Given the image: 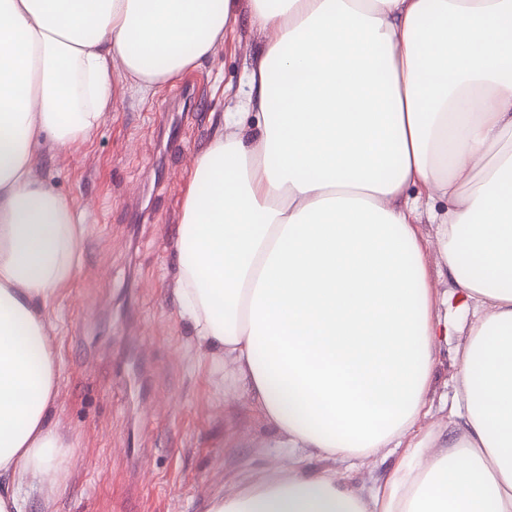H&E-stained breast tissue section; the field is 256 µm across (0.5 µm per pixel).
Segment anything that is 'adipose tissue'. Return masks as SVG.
Wrapping results in <instances>:
<instances>
[{
    "instance_id": "1",
    "label": "adipose tissue",
    "mask_w": 512,
    "mask_h": 512,
    "mask_svg": "<svg viewBox=\"0 0 512 512\" xmlns=\"http://www.w3.org/2000/svg\"><path fill=\"white\" fill-rule=\"evenodd\" d=\"M244 7L266 34L254 122L227 113L194 159L175 293L291 456L203 512H512V0H0V512H26L73 446L43 310L84 224L40 160L89 139L118 93L215 54ZM423 209L476 305L455 421L425 443L450 324ZM393 448L369 493L305 464Z\"/></svg>"
}]
</instances>
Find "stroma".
<instances>
[{
  "label": "stroma",
  "instance_id": "obj_1",
  "mask_svg": "<svg viewBox=\"0 0 512 512\" xmlns=\"http://www.w3.org/2000/svg\"><path fill=\"white\" fill-rule=\"evenodd\" d=\"M263 38L247 14L224 46L191 74L206 86L175 137L159 134L179 82L142 98L119 94L92 139L46 156L42 176L85 216L77 276L45 310L60 347L54 418L75 444L58 487L33 491L27 512H199L202 500L237 479L243 465L273 467L288 455L245 397L215 387L211 358L180 320L177 228L195 155L224 113L235 112ZM441 345L427 394L432 413L417 439L445 428L456 406L458 348L473 319ZM397 455L329 459L363 490Z\"/></svg>",
  "mask_w": 512,
  "mask_h": 512
}]
</instances>
